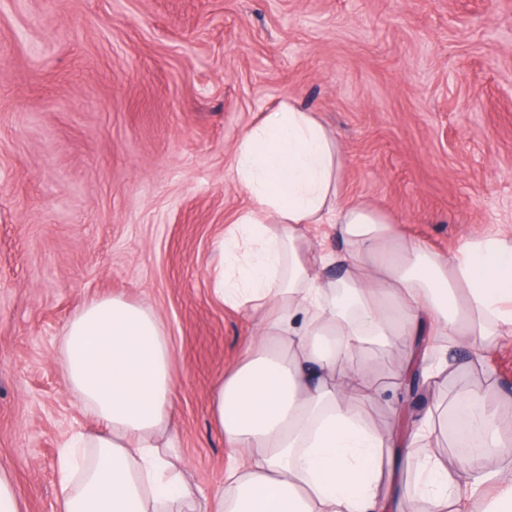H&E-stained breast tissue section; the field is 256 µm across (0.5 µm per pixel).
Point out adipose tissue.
<instances>
[{
	"mask_svg": "<svg viewBox=\"0 0 512 512\" xmlns=\"http://www.w3.org/2000/svg\"><path fill=\"white\" fill-rule=\"evenodd\" d=\"M342 157L314 113L293 102L264 113L238 140L235 178L250 199L224 239L225 303L255 334L215 384L216 432L236 456L198 503L164 439L175 417L170 347L154 313L119 298L86 300L66 322L69 387L103 425L61 450L57 512H444L480 489L490 512H512L502 431L512 420L474 391L448 433L451 472L430 447L442 382L512 334V240L472 237L451 256L407 237L385 213L341 195ZM329 225L332 250L306 233ZM341 269L327 277V268ZM402 350L395 373L418 372L431 404L405 435L367 422L384 386L371 347Z\"/></svg>",
	"mask_w": 512,
	"mask_h": 512,
	"instance_id": "obj_1",
	"label": "adipose tissue"
}]
</instances>
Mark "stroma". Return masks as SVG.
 <instances>
[{"mask_svg":"<svg viewBox=\"0 0 512 512\" xmlns=\"http://www.w3.org/2000/svg\"><path fill=\"white\" fill-rule=\"evenodd\" d=\"M288 100L336 137L345 197L407 236L512 239V0H0V470L22 512H55L61 448L99 427L59 341L92 297L156 314L176 454L199 498L223 481L209 399L253 331L214 290L248 204L236 147ZM469 388L512 418V335L441 399ZM424 405L405 389L368 421Z\"/></svg>","mask_w":512,"mask_h":512,"instance_id":"stroma-1","label":"stroma"}]
</instances>
